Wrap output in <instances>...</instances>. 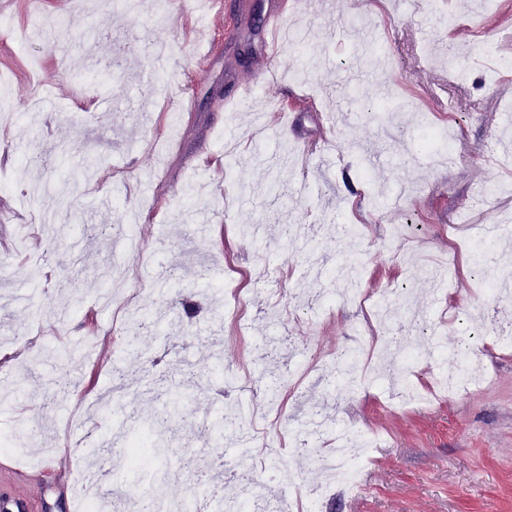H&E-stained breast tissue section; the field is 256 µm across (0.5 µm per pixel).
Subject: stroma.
<instances>
[{"mask_svg":"<svg viewBox=\"0 0 512 512\" xmlns=\"http://www.w3.org/2000/svg\"><path fill=\"white\" fill-rule=\"evenodd\" d=\"M276 0H223L208 18L211 54L185 36L183 7L155 0L125 10L113 0H6L0 28V355L14 354L8 379L23 390L0 404V491L24 495L29 512H70L90 459L58 441L70 408L94 405L115 382L149 385L111 417L92 413L76 437L109 439L119 425L169 439L164 460L132 472L112 452L115 478L100 492L112 512H136L144 498L174 504L196 495L199 512L234 497L245 474L257 479L252 512L288 491L263 482L276 445L294 431L318 446L353 425L381 435L362 471L360 494L336 489L323 512H512V301L482 294L490 271L512 257L500 239L483 265L464 244L487 224L512 230V6L504 0H315L287 20L297 40L279 47L278 72L254 103L226 108L227 75L248 76L267 59L254 36L256 13ZM365 80L348 83L351 73ZM65 109L23 112L37 86ZM191 110L177 108L180 95ZM392 114L367 119L369 95ZM446 110L431 107L433 95ZM239 129L226 153L224 123ZM452 126V161L433 163L412 135L425 122ZM484 205L468 209L476 185ZM135 216L143 263L130 272L135 310L122 333L98 296L113 238ZM253 225L246 235L242 225ZM299 224L286 246L279 225ZM362 224L365 236L339 226ZM453 261L447 285L429 269ZM357 259L359 288L387 298L392 335L434 333L450 350L477 343L484 383L430 405L392 397L384 382L358 395L338 387V354L363 323L337 297L329 269ZM195 317L179 322L184 304ZM133 347H126L127 335ZM315 369L284 387L279 422L248 426L240 443L215 445L212 426L238 405L267 404L265 390L294 363ZM180 414L160 417L173 394ZM23 477L12 475V468Z\"/></svg>","mask_w":512,"mask_h":512,"instance_id":"35a3bbf8","label":"stroma"}]
</instances>
